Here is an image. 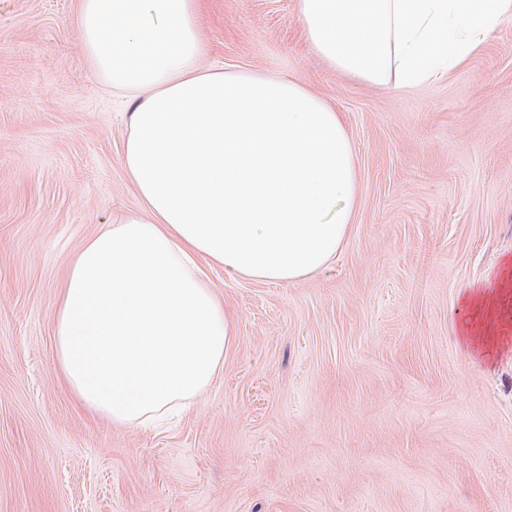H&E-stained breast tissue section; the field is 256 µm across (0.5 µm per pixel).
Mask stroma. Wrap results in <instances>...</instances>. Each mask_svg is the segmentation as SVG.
<instances>
[{
	"label": "stroma",
	"mask_w": 512,
	"mask_h": 512,
	"mask_svg": "<svg viewBox=\"0 0 512 512\" xmlns=\"http://www.w3.org/2000/svg\"><path fill=\"white\" fill-rule=\"evenodd\" d=\"M78 0H0V512H512V22L447 76L374 87L317 56L296 0H200L206 68L281 74L358 156L344 250L296 283L209 272L224 371L170 427L58 384L57 288L139 198L127 107L78 49ZM496 294L492 349L468 293Z\"/></svg>",
	"instance_id": "stroma-1"
}]
</instances>
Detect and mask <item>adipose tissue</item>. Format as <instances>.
I'll return each mask as SVG.
<instances>
[{
	"mask_svg": "<svg viewBox=\"0 0 512 512\" xmlns=\"http://www.w3.org/2000/svg\"><path fill=\"white\" fill-rule=\"evenodd\" d=\"M198 0H79L78 46L127 99L122 165L141 210L72 262L54 317L69 391L93 415L155 427L224 370L233 333L202 264L295 283L344 248L359 196L339 114L297 80L205 68ZM315 52L372 86L447 75L512 0H297Z\"/></svg>",
	"mask_w": 512,
	"mask_h": 512,
	"instance_id": "obj_1",
	"label": "adipose tissue"
}]
</instances>
